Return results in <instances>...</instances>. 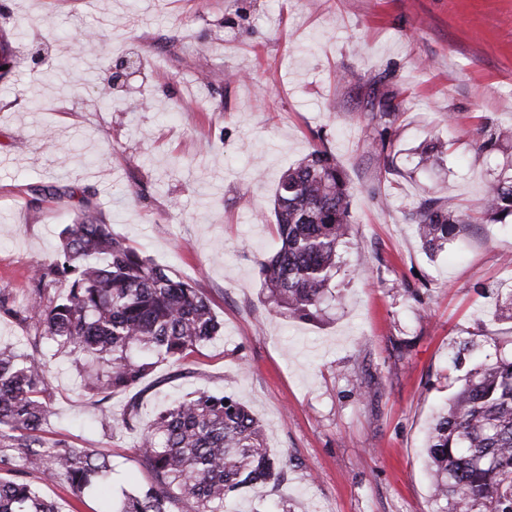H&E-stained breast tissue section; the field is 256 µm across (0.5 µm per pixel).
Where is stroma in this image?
Instances as JSON below:
<instances>
[{
	"label": "stroma",
	"instance_id": "1",
	"mask_svg": "<svg viewBox=\"0 0 512 512\" xmlns=\"http://www.w3.org/2000/svg\"><path fill=\"white\" fill-rule=\"evenodd\" d=\"M0 345L27 347L13 315L83 206L113 234L196 282L222 324L145 380L142 417L195 391L224 393L288 454L282 484L239 512H433L426 446L451 381L472 359L512 353L493 294L512 288V224L472 226L436 254L408 218L453 193L481 204L512 142L480 151V128L512 130V0H0ZM48 44L39 64L31 46ZM141 72L99 94L108 62ZM402 105L374 130L369 94ZM385 141L388 168L374 160ZM447 143L442 167L420 165ZM343 167L352 230L319 323L277 313L259 263L277 244L280 176L316 145ZM53 415L44 437L110 455L115 485L150 475L136 437L102 428L71 357L46 354Z\"/></svg>",
	"mask_w": 512,
	"mask_h": 512
}]
</instances>
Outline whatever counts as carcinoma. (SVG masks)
<instances>
[{"mask_svg": "<svg viewBox=\"0 0 512 512\" xmlns=\"http://www.w3.org/2000/svg\"><path fill=\"white\" fill-rule=\"evenodd\" d=\"M371 119L397 117L395 97L372 93ZM446 147L436 141L421 163L436 167ZM352 187L327 147L314 148L280 177L274 194L279 245L260 262L267 301L293 321L316 322L341 300L336 289L339 247L351 230ZM496 223L512 218V173L504 168L482 203ZM418 237L433 254L461 239L473 216L450 194L412 210ZM62 283L55 296L48 288ZM495 315L512 322V291L495 299ZM37 328L30 351L0 349V471H34L64 480L74 499L105 483L109 456L43 439L52 416V387L40 359L43 343L76 356L80 377L103 426L139 433L138 455L148 487L107 491L98 512H174L185 498L195 512H228L230 498L254 484L280 479V462L259 421L224 394L197 392L141 422L139 385L161 363L180 365L220 329L201 289L173 276L112 233L85 208L62 231L56 257L42 266L25 306L15 312ZM129 394L120 416L106 402ZM433 472L434 512H512V357L468 370L431 427L426 448ZM0 512H59L17 477L0 475Z\"/></svg>", "mask_w": 512, "mask_h": 512, "instance_id": "carcinoma-1", "label": "carcinoma"}]
</instances>
